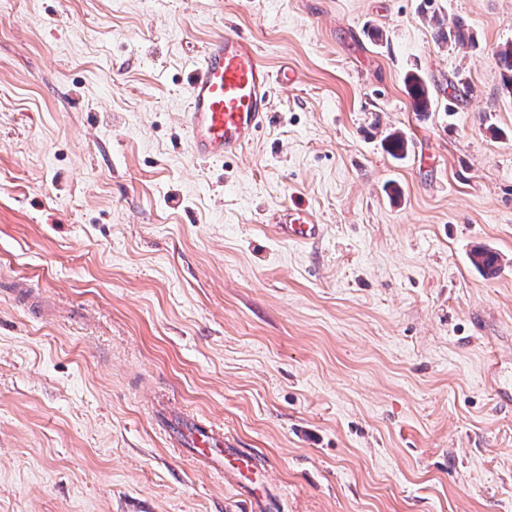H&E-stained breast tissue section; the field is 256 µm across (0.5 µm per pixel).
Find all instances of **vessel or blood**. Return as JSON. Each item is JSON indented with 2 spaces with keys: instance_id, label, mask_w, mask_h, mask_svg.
<instances>
[{
  "instance_id": "b4317fda",
  "label": "vessel or blood",
  "mask_w": 512,
  "mask_h": 512,
  "mask_svg": "<svg viewBox=\"0 0 512 512\" xmlns=\"http://www.w3.org/2000/svg\"><path fill=\"white\" fill-rule=\"evenodd\" d=\"M291 77L288 69L274 71L263 63L250 36L228 29L207 41L189 77L187 128L194 156L209 162L240 154L267 122L275 85ZM271 222L279 235L293 241L321 234L304 209H281ZM157 422L171 447L212 474L247 486L266 481L252 452L226 441L214 426L170 408L160 412Z\"/></svg>"
}]
</instances>
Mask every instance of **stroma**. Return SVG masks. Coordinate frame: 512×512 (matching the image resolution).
Returning a JSON list of instances; mask_svg holds the SVG:
<instances>
[{
	"mask_svg": "<svg viewBox=\"0 0 512 512\" xmlns=\"http://www.w3.org/2000/svg\"><path fill=\"white\" fill-rule=\"evenodd\" d=\"M228 28L294 81L203 164L187 75ZM505 44L512 0H0V512H251L155 396L257 455L266 512H512ZM497 66L503 71V87L512 97V47L506 46L492 50ZM407 82L413 110L416 112L429 111L432 99L431 92L425 81L413 75L408 78ZM270 224L282 237L298 242L316 239L321 234V224H315L306 209H281L274 213Z\"/></svg>",
	"mask_w": 512,
	"mask_h": 512,
	"instance_id": "1",
	"label": "stroma"
}]
</instances>
